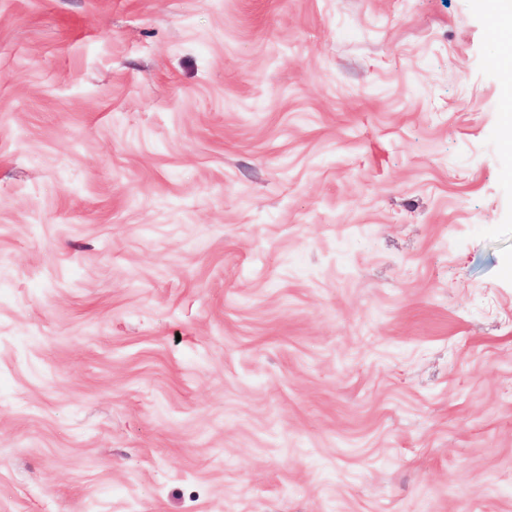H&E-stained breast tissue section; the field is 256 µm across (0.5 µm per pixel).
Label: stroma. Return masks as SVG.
<instances>
[{
	"label": "stroma",
	"instance_id": "obj_1",
	"mask_svg": "<svg viewBox=\"0 0 512 512\" xmlns=\"http://www.w3.org/2000/svg\"><path fill=\"white\" fill-rule=\"evenodd\" d=\"M494 0H0V512H512Z\"/></svg>",
	"mask_w": 512,
	"mask_h": 512
}]
</instances>
